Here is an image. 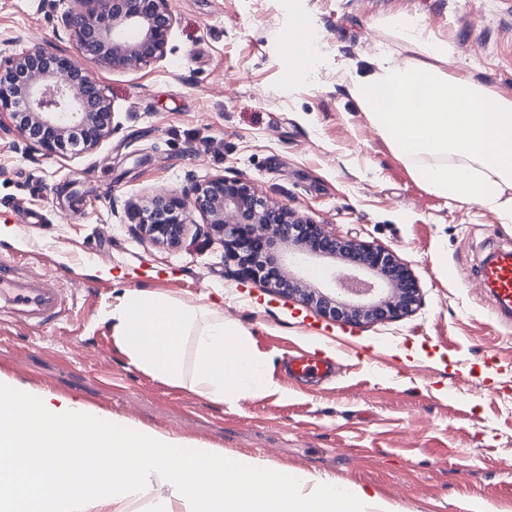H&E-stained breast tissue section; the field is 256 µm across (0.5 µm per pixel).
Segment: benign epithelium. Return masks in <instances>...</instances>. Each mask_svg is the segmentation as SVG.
<instances>
[{
	"label": "benign epithelium",
	"mask_w": 512,
	"mask_h": 512,
	"mask_svg": "<svg viewBox=\"0 0 512 512\" xmlns=\"http://www.w3.org/2000/svg\"><path fill=\"white\" fill-rule=\"evenodd\" d=\"M79 52L114 71H138L164 61L175 17L167 0H80L61 15ZM19 132L24 151L50 158L94 151L119 129L104 89L71 55L37 44L0 59V121ZM202 218L197 234L224 244V259L240 281H258L298 298L318 313L354 325L392 321L416 311L420 288L389 248L344 239L321 224L260 194L242 177L215 175L190 193H158L140 207L124 204L130 232L140 241L178 247L189 229L186 214ZM327 268L331 288L310 287L315 260Z\"/></svg>",
	"instance_id": "7a95c632"
}]
</instances>
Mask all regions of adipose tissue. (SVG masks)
<instances>
[{"label": "adipose tissue", "mask_w": 512, "mask_h": 512, "mask_svg": "<svg viewBox=\"0 0 512 512\" xmlns=\"http://www.w3.org/2000/svg\"><path fill=\"white\" fill-rule=\"evenodd\" d=\"M385 46L354 88L370 123L415 182L512 223V97L454 74L458 50L417 16L381 21ZM112 334L131 364L206 400L234 403L273 387L248 334L223 311L124 289ZM367 512L360 488L227 457L80 403L36 399L0 375V512Z\"/></svg>", "instance_id": "1"}]
</instances>
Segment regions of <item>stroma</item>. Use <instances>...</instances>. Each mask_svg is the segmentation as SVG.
<instances>
[{
	"instance_id": "1",
	"label": "stroma",
	"mask_w": 512,
	"mask_h": 512,
	"mask_svg": "<svg viewBox=\"0 0 512 512\" xmlns=\"http://www.w3.org/2000/svg\"><path fill=\"white\" fill-rule=\"evenodd\" d=\"M75 0H0V55L51 42ZM166 59L112 71L82 59L120 129L90 153L34 158L0 128V255L22 254L75 298L52 328L0 326V374L54 406L78 401L228 456L362 488L382 512H512V326L474 277L512 224L416 183L353 93L395 14L421 17L459 50L460 75L512 97V0H168ZM314 31L308 73L291 75L293 20ZM216 174L345 238L392 249L422 302L354 326L238 281L216 241L170 250L135 239L113 199L147 204ZM127 288L223 309L250 334L276 387L217 405L131 365L112 335ZM325 340L336 370L301 381L296 351Z\"/></svg>"
}]
</instances>
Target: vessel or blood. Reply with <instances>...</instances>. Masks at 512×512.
I'll return each mask as SVG.
<instances>
[{
  "label": "vessel or blood",
  "instance_id": "vessel-or-blood-1",
  "mask_svg": "<svg viewBox=\"0 0 512 512\" xmlns=\"http://www.w3.org/2000/svg\"><path fill=\"white\" fill-rule=\"evenodd\" d=\"M476 276L493 293L497 312L512 317V247L495 250L481 264ZM73 296L61 288L50 274L33 275L26 262L16 257H0V324L48 328L69 308ZM294 378L305 381L321 377L329 368L318 355L301 352L290 360Z\"/></svg>",
  "mask_w": 512,
  "mask_h": 512
}]
</instances>
